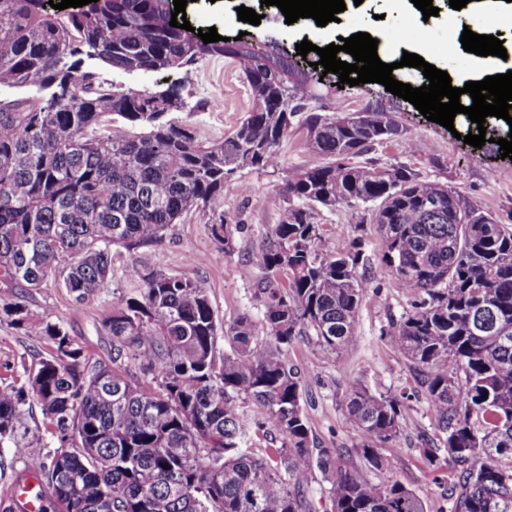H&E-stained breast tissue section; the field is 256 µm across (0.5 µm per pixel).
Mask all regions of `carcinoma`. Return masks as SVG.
Segmentation results:
<instances>
[{"instance_id": "carcinoma-1", "label": "carcinoma", "mask_w": 512, "mask_h": 512, "mask_svg": "<svg viewBox=\"0 0 512 512\" xmlns=\"http://www.w3.org/2000/svg\"><path fill=\"white\" fill-rule=\"evenodd\" d=\"M171 0H93L47 9L0 0V283L17 290L0 310L55 353L31 391L0 385V446L26 455L24 415L39 404L55 449L40 457L55 512H312L313 471L328 482L330 512H427L400 481H376L405 420L407 396L348 385L354 451L319 447L304 411L303 376L288 359L298 335L326 358L353 341L368 282L360 236L321 249L324 209L378 203V258L411 298L382 335L418 366L448 458L456 465L449 512H512V211L510 223L402 163L359 162L382 143L404 152L393 113L364 108L361 139L344 116L307 109L318 88L286 56L239 41L204 43L172 27ZM236 60L252 94L247 117L221 142L165 120L179 94L122 88L126 74ZM137 128L113 130L115 118ZM295 128L326 163L288 176L291 200L262 257L255 288L263 329L240 314L217 321L204 284L142 257L134 292L112 296L103 328L112 360L89 363L67 330L24 294L49 282L77 305L101 294L118 249L163 239L182 214L212 212V234L232 249L224 176L276 168ZM224 344H219V340ZM152 375L131 378L127 359ZM253 409L246 410L247 406ZM359 462H353V457Z\"/></svg>"}]
</instances>
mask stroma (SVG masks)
Here are the masks:
<instances>
[{
	"instance_id": "1",
	"label": "stroma",
	"mask_w": 512,
	"mask_h": 512,
	"mask_svg": "<svg viewBox=\"0 0 512 512\" xmlns=\"http://www.w3.org/2000/svg\"><path fill=\"white\" fill-rule=\"evenodd\" d=\"M262 21L252 25L238 18L237 0H195L188 5L186 18L192 27L216 28L218 34L245 36L256 49L279 46L295 52L297 43L309 41L318 47L338 43L358 32L381 35L393 56L422 50L425 60L446 71L455 81L479 78L472 53L448 54V26L469 25L467 11L449 17L443 0L438 15L426 18L413 9L410 0H362L355 9L341 12L338 22L318 26L308 19L286 23L273 7L261 0H248ZM101 76L125 88L161 90L179 88L188 106L173 113V120L191 126L204 141H221L230 136L251 109L246 79L237 62L230 58H211L196 66L158 72L123 74L109 69ZM311 108L332 115L366 107L393 113L404 133L419 138L421 154L406 155L401 145L389 143L377 148L370 158L378 164L395 161L410 165L421 178L437 181L468 195L488 213L505 216L512 210V160L502 157L499 145L485 143L475 148L458 140L467 126L466 114H458L453 129L428 121L413 111L404 100L386 92L384 85L365 83L352 90L310 100ZM283 164L264 170L243 168L227 175L224 181V215L232 224V252L211 234V214L192 210L167 231L161 243L147 254L158 268L173 274H186L201 280L220 322H229L247 313L261 321L263 307L255 283L264 274L262 257L274 241L273 227L280 221L288 196L289 172L321 164L309 152L297 130H290L279 146ZM372 205L345 206L323 210V250H335L346 235H362L369 259L364 292L357 317L355 339L336 358H325L315 337H295L288 350L292 363L305 374L304 409L312 433L325 448H351L359 441L347 417L349 382H357L380 393L407 392L411 395L406 421L397 440L399 450L390 455L381 480L394 479L426 499L428 512H439L454 481L455 470L445 452L427 459L418 449V437L426 433L435 442L444 439L420 383L421 373L381 334L389 317H400L410 300L398 287L389 270L381 265L377 253V228L371 222ZM131 253L114 261L112 276L99 299L74 305L61 289L47 285L27 294L28 305L61 323L89 361L106 360L112 355V338L103 327L109 315L107 302L113 293L134 291L126 274ZM53 344L43 336H26L9 321L0 319V384L26 385L28 376L40 360L49 357Z\"/></svg>"
}]
</instances>
